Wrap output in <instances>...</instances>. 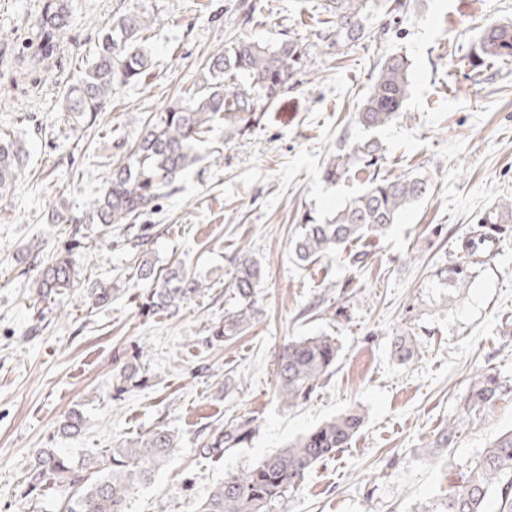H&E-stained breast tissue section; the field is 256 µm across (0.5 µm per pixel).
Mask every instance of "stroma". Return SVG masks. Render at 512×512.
Returning a JSON list of instances; mask_svg holds the SVG:
<instances>
[{
    "instance_id": "stroma-1",
    "label": "stroma",
    "mask_w": 512,
    "mask_h": 512,
    "mask_svg": "<svg viewBox=\"0 0 512 512\" xmlns=\"http://www.w3.org/2000/svg\"><path fill=\"white\" fill-rule=\"evenodd\" d=\"M42 3L0 0V134L28 153L13 193L0 198V512H52L56 491L21 493L37 449L78 456L156 427L175 432L182 450L135 489L129 512H198L226 474L354 405L364 422L349 446L308 471L274 512H428L512 431V224L465 286L434 285L479 217L512 195V61L477 74L467 60L483 25L512 19V0H407L400 16L374 11L358 42L329 37L322 0H76L56 58L23 74L17 58ZM135 6L154 21L151 76L117 87L95 123L65 112L64 93L100 30ZM291 34L309 50L300 86L258 108L252 131L217 126L176 191L159 199L148 258L159 270L183 262L203 287L176 314L148 311L129 231L52 224L49 211L84 210L212 54L239 39L274 47ZM398 52L411 62L406 116L364 130L354 114L377 64ZM366 138L381 147L383 175L426 178L429 195L385 236L353 244L362 263L296 265L289 242L302 213L324 220L366 189L361 178H322L341 143ZM33 242L39 254H30ZM68 247L77 287L39 299L37 278ZM244 251L262 269L261 313L217 343L210 331L236 307L229 282ZM95 284L110 287L109 304H95ZM407 331L414 352L402 362L394 341ZM320 334L338 342L336 367L311 401L283 409L274 397L281 349ZM131 358L145 383L116 394L112 376ZM479 373L503 390L474 408ZM73 410L81 431L58 433ZM239 418L254 423L248 441L218 459L198 455ZM451 422L453 443L432 458Z\"/></svg>"
}]
</instances>
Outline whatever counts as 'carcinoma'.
Listing matches in <instances>:
<instances>
[{"label":"carcinoma","mask_w":512,"mask_h":512,"mask_svg":"<svg viewBox=\"0 0 512 512\" xmlns=\"http://www.w3.org/2000/svg\"><path fill=\"white\" fill-rule=\"evenodd\" d=\"M382 7L380 0H324L323 10L330 15L336 36L357 42L367 35L365 22ZM68 5L65 0H46L36 42L29 46L35 62L52 58L60 48ZM151 28L148 13L132 9L105 24L98 45L82 77L65 93L66 111L97 117L118 85L140 84L151 74L153 60L146 46V31ZM307 47L293 39L276 47L241 40L213 54L204 65L197 89H188L150 118L144 132L113 170L103 189L89 201L80 216L57 209L48 214L52 224H126L133 228L156 201L197 161L195 146L206 141L214 126L235 117L240 130L248 129L245 114L257 111L262 103H272L299 83L307 67ZM512 58V20L484 28L471 50L469 61L474 71L487 62ZM411 62L401 54L388 56L374 76L369 94L358 111V123L367 129H381L404 116L403 105L410 87ZM377 144L362 141L340 145L329 157L323 178L334 182L352 171L367 175L368 187L336 210L325 223L308 216L291 241L295 263L305 265L348 249L365 237L381 236L399 215L425 199L428 181L414 176L389 179L371 173L377 165ZM27 157L17 139H0V196L11 190ZM481 224H511L512 196L498 199L479 219ZM491 250L486 238L465 241L463 255L440 270L438 285L454 288L472 278L471 257ZM75 256L69 248L50 259L38 282V296L47 298L75 284ZM258 262L242 257L229 287L238 306L224 316V323L212 336L230 341L243 334L259 314L257 288L261 282ZM139 275L152 281L148 307L174 313L195 298L202 288L196 274L179 263L157 273L148 260L139 265ZM339 347L326 335L291 340L283 346L276 369V397L289 409L306 403L333 371ZM115 390L122 394L128 386L142 380L140 368L125 363L115 374ZM499 393V385L488 377H477L470 395L473 403H486ZM364 421L358 409L323 423L298 437L246 470L228 474L201 502L198 512H272L284 502L288 489L316 464L348 447ZM83 415L70 412L60 423L64 434L78 433ZM255 432L248 418L230 422L199 449L202 456L220 457L246 441ZM180 452L173 432L157 428L134 440H123L104 451L85 454L74 460L53 448H42L34 456L25 478L24 493L35 495L53 484L67 490L57 501V512H128L135 486L149 481L167 459ZM496 496L512 509V432L502 436L477 464L461 475L455 494L434 503L431 512H485V503Z\"/></svg>","instance_id":"obj_1"}]
</instances>
